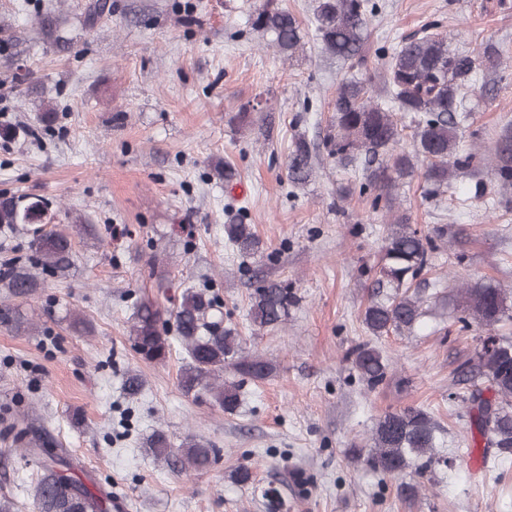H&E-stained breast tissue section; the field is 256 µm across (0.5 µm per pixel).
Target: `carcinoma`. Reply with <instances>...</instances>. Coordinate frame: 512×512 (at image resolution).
Segmentation results:
<instances>
[{
    "label": "carcinoma",
    "instance_id": "cac0c4a2",
    "mask_svg": "<svg viewBox=\"0 0 512 512\" xmlns=\"http://www.w3.org/2000/svg\"><path fill=\"white\" fill-rule=\"evenodd\" d=\"M378 11L374 0H316L314 24L322 51L344 61L353 73L342 79L336 91L334 118L325 137L328 156L348 166L365 165L359 193H375L373 210L393 206V188L402 177L412 175L415 161L426 162L425 178L432 191L448 190L450 178L471 163V155L457 153V112L471 89V80L482 67L495 69L500 53L494 46L474 55L452 47L448 33L425 28L422 35L405 40L395 50L388 66L386 83L390 96L379 101L367 81L355 74L365 62V33L368 20ZM251 27L272 35V42L285 56L302 42L298 20L282 0H261L251 17ZM398 112L414 114L413 151L398 152L403 129ZM501 158L496 176L512 182V135L502 134L495 142ZM312 175L311 151L300 140L288 157V179L304 184ZM47 203L40 197L0 193V226L25 227L31 237V264L12 260L0 271V283L14 299H28L41 286L43 275L52 274L73 260L71 236L43 228ZM226 242L242 255L259 253V241L248 224L224 225ZM437 250L433 238L412 228L400 216L390 225L380 252V278L394 293L366 307L363 323L374 336L389 331L412 329L422 316L423 299L410 288L432 264ZM509 292L491 283L476 282L460 289L463 311L480 328L512 321ZM293 294L288 286L262 282L250 296L249 316L258 331L273 329L288 317ZM0 323L18 332H27L33 321L9 306L0 307ZM183 344L187 363L179 374L186 394L206 392L224 411H235L241 402L240 382L224 373L260 381L270 372L268 361L250 355L234 329L224 326V313L216 299L202 292L184 290L163 308L152 299L139 302L130 329L133 349L146 361H160L170 350L169 332ZM354 365L369 388L386 377L387 364L380 351L367 344L356 347ZM470 404L473 430L470 445L496 449L504 459L512 455V340L488 336L477 338L473 356L461 367ZM157 457L178 461L195 471L208 469L215 452L193 437L185 438L178 449L168 438L155 432L147 439ZM41 470L37 482L34 512H112V496L97 495L72 474V464L59 453L43 454L38 448L25 449ZM437 454L435 427L428 414L415 407L385 414L378 422L373 444L363 458L364 465L383 476L412 471L421 476Z\"/></svg>",
    "mask_w": 512,
    "mask_h": 512
}]
</instances>
